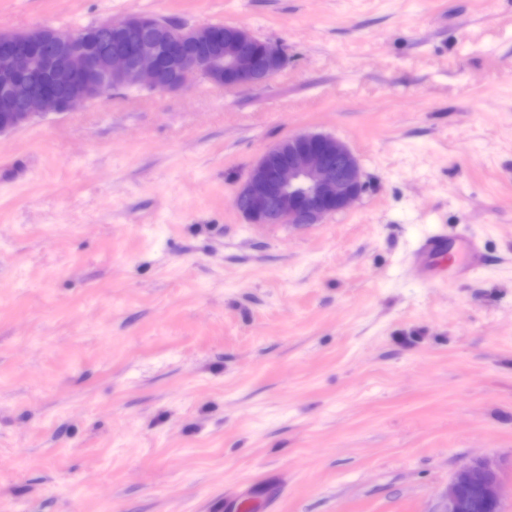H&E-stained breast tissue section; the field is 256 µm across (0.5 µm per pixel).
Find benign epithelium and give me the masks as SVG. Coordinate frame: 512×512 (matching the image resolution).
Instances as JSON below:
<instances>
[{"mask_svg": "<svg viewBox=\"0 0 512 512\" xmlns=\"http://www.w3.org/2000/svg\"><path fill=\"white\" fill-rule=\"evenodd\" d=\"M136 30L139 37L127 39ZM114 47L96 48L89 30L40 27L10 34L0 53V136L50 113L71 112L105 88L177 90L200 75L226 87L269 81L286 56L276 43L262 41L244 27H189L178 21L127 16L108 29L97 26ZM210 42L204 57L192 46ZM365 189L360 164L348 145L325 133L281 139L250 167L232 203L249 224L302 228L342 212ZM503 486L495 466L478 460L448 483L443 512H489L500 504Z\"/></svg>", "mask_w": 512, "mask_h": 512, "instance_id": "benign-epithelium-1", "label": "benign epithelium"}]
</instances>
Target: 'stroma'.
Instances as JSON below:
<instances>
[{
	"instance_id": "stroma-1",
	"label": "stroma",
	"mask_w": 512,
	"mask_h": 512,
	"mask_svg": "<svg viewBox=\"0 0 512 512\" xmlns=\"http://www.w3.org/2000/svg\"><path fill=\"white\" fill-rule=\"evenodd\" d=\"M134 14L288 60L0 136V512H441L484 459L512 512V0H0V33ZM302 131L366 191L247 223L234 188ZM431 235L484 270L421 279Z\"/></svg>"
}]
</instances>
